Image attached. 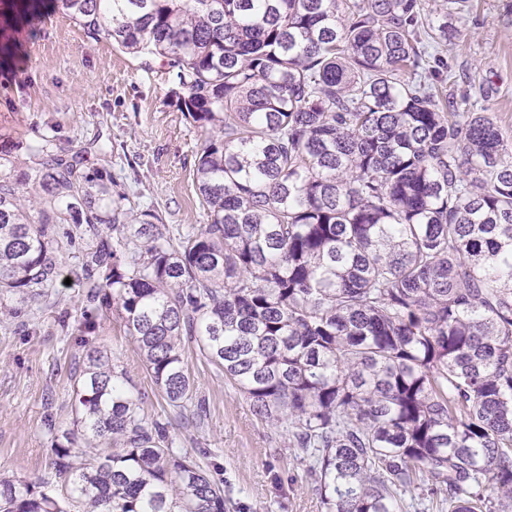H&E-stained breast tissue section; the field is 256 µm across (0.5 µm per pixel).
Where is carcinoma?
I'll list each match as a JSON object with an SVG mask.
<instances>
[{
    "label": "carcinoma",
    "mask_w": 512,
    "mask_h": 512,
    "mask_svg": "<svg viewBox=\"0 0 512 512\" xmlns=\"http://www.w3.org/2000/svg\"><path fill=\"white\" fill-rule=\"evenodd\" d=\"M0 61L47 11L168 59L205 133L208 211L171 234L106 170L43 135L25 197L0 173V313L76 277L116 308L168 405L196 402L191 342L254 413L286 425L326 512H512V139L442 94L431 51L473 0H5ZM49 468L66 496L0 477V512H224V481L173 448L127 371L85 352ZM95 452L79 462L77 437Z\"/></svg>",
    "instance_id": "carcinoma-1"
}]
</instances>
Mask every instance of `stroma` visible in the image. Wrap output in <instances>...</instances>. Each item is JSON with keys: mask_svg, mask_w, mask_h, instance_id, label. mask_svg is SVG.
I'll list each match as a JSON object with an SVG mask.
<instances>
[{"mask_svg": "<svg viewBox=\"0 0 512 512\" xmlns=\"http://www.w3.org/2000/svg\"><path fill=\"white\" fill-rule=\"evenodd\" d=\"M458 22L461 38L439 49L462 112L492 113L512 137V0H478ZM20 60L0 65V143L12 145L7 173L32 166L29 145L46 132L59 150L83 151L84 170L106 169L135 210L158 212L170 232L207 224L193 177L204 132L172 97L165 59L135 56L111 41L87 38L69 17L51 12L15 35ZM111 145L102 153L101 145ZM77 248L64 250L63 282L28 308L24 320L0 319V475L47 476L49 423L69 424L72 385L88 347L107 349L144 393L148 417L168 422L177 449L216 468L225 512H324L306 481L308 462L290 448L285 428L257 417L245 396L187 344L189 371L207 412L168 406L144 369L137 345L115 310L97 315L82 336L84 290L70 277ZM68 315V327L58 318Z\"/></svg>", "mask_w": 512, "mask_h": 512, "instance_id": "obj_1", "label": "stroma"}]
</instances>
